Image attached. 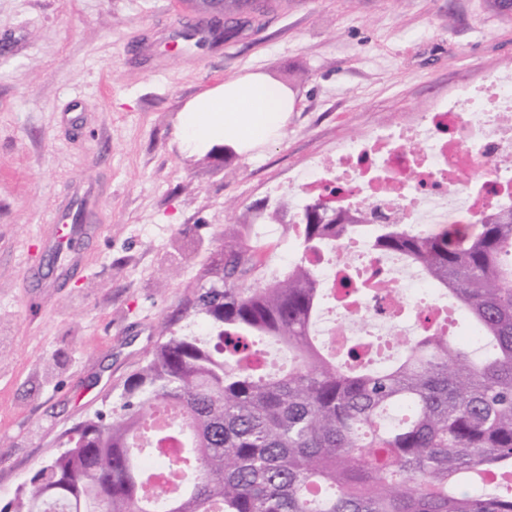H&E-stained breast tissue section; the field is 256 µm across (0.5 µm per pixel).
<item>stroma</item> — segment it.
Listing matches in <instances>:
<instances>
[{
    "label": "stroma",
    "mask_w": 512,
    "mask_h": 512,
    "mask_svg": "<svg viewBox=\"0 0 512 512\" xmlns=\"http://www.w3.org/2000/svg\"><path fill=\"white\" fill-rule=\"evenodd\" d=\"M195 19L188 0H0L1 500L110 408L166 323L189 325L226 250L256 244L282 269L270 185L512 65V15L491 0H264L235 35L175 51ZM248 72L291 92L281 137L181 142L184 108ZM85 194L100 235L63 276L43 240Z\"/></svg>",
    "instance_id": "stroma-1"
}]
</instances>
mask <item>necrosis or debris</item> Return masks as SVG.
Listing matches in <instances>:
<instances>
[{
    "label": "necrosis or debris",
    "mask_w": 512,
    "mask_h": 512,
    "mask_svg": "<svg viewBox=\"0 0 512 512\" xmlns=\"http://www.w3.org/2000/svg\"><path fill=\"white\" fill-rule=\"evenodd\" d=\"M512 67L489 71L448 102L419 118L377 127L350 138L329 155L313 157L287 183L270 186L294 201L319 199L342 211L364 210L373 224H413L421 229L468 224L512 198ZM364 274L348 294L344 269ZM319 270L335 296L337 316L325 328L336 347L364 336L407 334L408 315L439 312L416 304L429 280L419 272L398 279L387 257L366 239L336 248Z\"/></svg>",
    "instance_id": "obj_1"
}]
</instances>
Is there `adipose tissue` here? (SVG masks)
Instances as JSON below:
<instances>
[{
	"instance_id": "adipose-tissue-1",
	"label": "adipose tissue",
	"mask_w": 512,
	"mask_h": 512,
	"mask_svg": "<svg viewBox=\"0 0 512 512\" xmlns=\"http://www.w3.org/2000/svg\"><path fill=\"white\" fill-rule=\"evenodd\" d=\"M294 102L261 74L249 73L209 91L185 109L182 132L187 140H223L238 152L262 145L279 133Z\"/></svg>"
}]
</instances>
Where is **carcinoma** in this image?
Listing matches in <instances>:
<instances>
[{"instance_id": "cac0c4a2", "label": "carcinoma", "mask_w": 512, "mask_h": 512, "mask_svg": "<svg viewBox=\"0 0 512 512\" xmlns=\"http://www.w3.org/2000/svg\"><path fill=\"white\" fill-rule=\"evenodd\" d=\"M289 225L298 260L262 280L252 246L224 253L192 303L200 333L164 334L124 381L119 404L73 428L0 512H512V201L463 229L348 224L312 200ZM366 235L447 292L477 332L455 346L437 318L396 337L380 367L355 343L346 360L314 334L329 297L309 254ZM268 338L297 353L288 372L258 365ZM182 447L175 490L147 494L141 457Z\"/></svg>"}]
</instances>
